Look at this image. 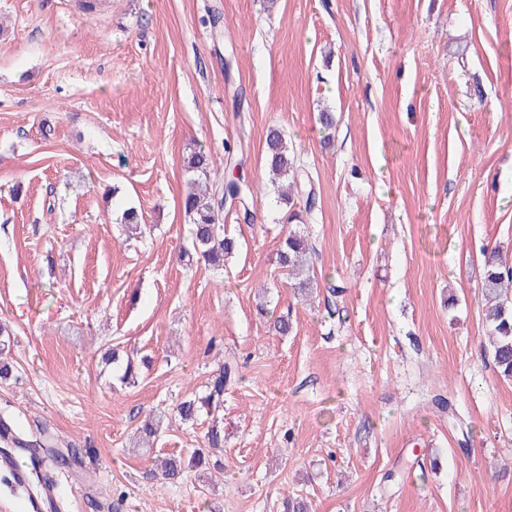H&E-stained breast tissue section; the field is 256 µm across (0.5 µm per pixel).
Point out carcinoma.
Here are the masks:
<instances>
[{"label": "carcinoma", "mask_w": 512, "mask_h": 512, "mask_svg": "<svg viewBox=\"0 0 512 512\" xmlns=\"http://www.w3.org/2000/svg\"><path fill=\"white\" fill-rule=\"evenodd\" d=\"M186 170L196 175L190 190L182 199V208L192 224V250L185 252L198 262L213 268L224 266V256L235 249L233 239L224 236L223 201L238 203L243 211H248L250 189L246 188L245 176H231L223 187V198L218 199L208 193L202 183L210 179L209 156L204 149L198 148L184 160ZM266 163L275 178L288 179L285 186L277 187L278 198L286 201L288 223L301 218L302 213H310L316 204L314 177L307 168L300 164L294 148L288 145L285 134L279 129H272L266 138ZM313 247L302 233L291 230L284 237L278 249V263L287 274L292 276V288L302 295L316 285L315 277L306 266ZM484 270L481 276V296L486 306L485 323L487 327L486 343L491 350L495 367L502 377L512 380V262L501 260L498 249L483 252ZM12 331L7 324H0V380L13 376L9 362L1 358L11 344ZM102 362L115 364L122 371L121 383L130 385L135 382V361L132 357L121 359L119 353L110 349L102 355ZM237 380V369L230 363L222 364L213 375L204 395L189 398L178 404L176 411L185 422H194L201 414L211 415L220 411L224 405L225 388ZM164 425V416L150 414L138 428L141 449L150 452L154 440L159 437ZM205 446L211 449L224 447V427L219 419L214 418L204 435ZM47 459L57 468L68 469L80 457V451L68 449L67 453L46 451ZM216 472L224 470V465L217 460L209 462L203 449L196 448L187 457L171 455L155 462L150 473L162 480L174 481L181 478L188 470L200 468Z\"/></svg>", "instance_id": "obj_1"}]
</instances>
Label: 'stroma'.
<instances>
[{
  "instance_id": "obj_1",
  "label": "stroma",
  "mask_w": 512,
  "mask_h": 512,
  "mask_svg": "<svg viewBox=\"0 0 512 512\" xmlns=\"http://www.w3.org/2000/svg\"><path fill=\"white\" fill-rule=\"evenodd\" d=\"M81 2L0 0V416L85 451L47 512H512L480 290L484 250L512 260V0ZM273 127L318 177L305 300L276 261ZM199 146L213 182L235 160L258 185L220 270L180 258ZM111 348L151 356L136 386ZM223 361V474L157 484L140 420H169L156 455L202 446L208 417L175 407ZM102 361L106 364H116L118 372L122 371L119 380L122 384L131 385L135 384L137 375L135 372V361L133 357L127 355L126 360H122L119 353L114 349H109L102 355Z\"/></svg>"
}]
</instances>
